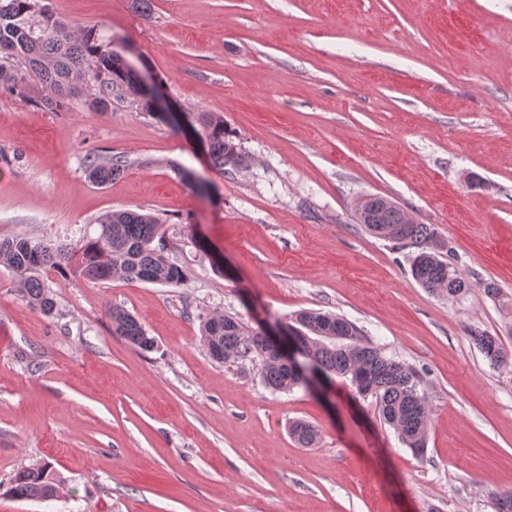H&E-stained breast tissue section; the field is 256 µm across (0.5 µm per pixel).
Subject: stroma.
Here are the masks:
<instances>
[{"mask_svg": "<svg viewBox=\"0 0 512 512\" xmlns=\"http://www.w3.org/2000/svg\"><path fill=\"white\" fill-rule=\"evenodd\" d=\"M43 2L171 111L222 115L252 163L217 171L191 127L129 99L56 112L0 91V240L73 243L144 210L185 271L176 287L52 271L47 317L0 269V512H494L512 490V367L475 337L512 358V0ZM115 156L120 179H88ZM369 195L435 227L464 298L422 288L407 248L355 223ZM115 307L154 350L114 333ZM302 310L343 315L421 372L423 454L348 381L275 392L259 359L225 365L201 342L214 313L274 328ZM43 463L58 497L6 495ZM128 163L120 156L112 157L110 161H91L86 166L88 178L99 186L112 184L125 173Z\"/></svg>", "mask_w": 512, "mask_h": 512, "instance_id": "obj_1", "label": "stroma"}]
</instances>
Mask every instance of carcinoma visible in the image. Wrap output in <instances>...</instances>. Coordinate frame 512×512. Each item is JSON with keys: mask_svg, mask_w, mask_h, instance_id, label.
Masks as SVG:
<instances>
[{"mask_svg": "<svg viewBox=\"0 0 512 512\" xmlns=\"http://www.w3.org/2000/svg\"><path fill=\"white\" fill-rule=\"evenodd\" d=\"M85 87L90 91L86 103L93 110L106 111L114 99L133 98L152 111L129 67L105 50L93 31L74 34L39 0H0V91L23 103L56 110ZM197 122L215 169L222 172L226 166L239 169L248 165V155L224 128L223 117L200 112ZM127 167V161L116 156L106 162H89L86 172L93 183L105 186L121 178ZM354 216L375 236L414 249L411 274L422 287L445 291L450 299L468 292L456 266L443 259L444 245L432 225L417 223L393 201L384 205L368 198L356 203ZM163 236V223L151 213L112 211L97 219L94 235L87 234L75 244L33 242L26 237L0 240V267L14 277L18 292L32 308L51 315L57 301L43 281V274L50 269L69 271L96 283L120 275L131 282L180 285L185 271L154 245ZM109 316L117 334L144 352L154 349V339L133 315L115 308L109 310ZM290 327L298 332L299 353L321 379L329 382L337 376L348 380L359 396L375 402L384 422L407 447L424 452L432 411L418 370L385 354L340 315L305 310L292 319ZM202 341L219 363L259 358L262 380L273 391L306 387L305 380L288 367L278 341L237 317L207 318ZM480 344L492 365H512L493 337H480ZM289 434L305 448L314 446L318 437L316 429L303 422L293 423ZM62 489L60 477L44 463L17 471L9 495L19 500H45L57 497Z\"/></svg>", "mask_w": 512, "mask_h": 512, "instance_id": "1", "label": "carcinoma"}]
</instances>
